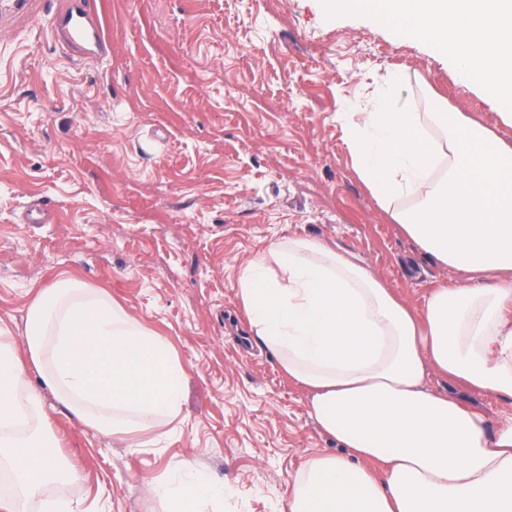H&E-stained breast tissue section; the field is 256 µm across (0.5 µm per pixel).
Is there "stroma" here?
<instances>
[{
  "mask_svg": "<svg viewBox=\"0 0 512 512\" xmlns=\"http://www.w3.org/2000/svg\"><path fill=\"white\" fill-rule=\"evenodd\" d=\"M110 48L73 60L52 38L63 0H0V326L25 342L36 291L72 275L109 289L186 371L168 435L117 441L43 405L85 512H166L148 492L185 460L224 483L223 512H282L302 464L335 452L305 394L250 334L234 284L271 242L309 236L356 253L421 304L460 272L389 224L356 178L343 112L371 109L406 69L419 111L499 125L489 90L446 51L325 0H88ZM42 201L51 224H26Z\"/></svg>",
  "mask_w": 512,
  "mask_h": 512,
  "instance_id": "1",
  "label": "stroma"
}]
</instances>
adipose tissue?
<instances>
[{
	"label": "adipose tissue",
	"instance_id": "obj_1",
	"mask_svg": "<svg viewBox=\"0 0 512 512\" xmlns=\"http://www.w3.org/2000/svg\"><path fill=\"white\" fill-rule=\"evenodd\" d=\"M370 11L450 55L461 81L512 101V0H328ZM352 168L421 251L465 274L407 302L353 253L309 237L271 243L235 284L256 344L308 396L335 452L302 465L288 512H512V141L460 112H421L393 72L370 111L347 112ZM444 385L434 388L431 377ZM185 370L109 291L68 276L37 290L26 345L0 336V512H83L60 495L49 390L110 436L164 435ZM168 512H223V484L186 460L152 483ZM466 399L483 408L487 415L495 421L504 415L512 414V404L485 395L467 394Z\"/></svg>",
	"mask_w": 512,
	"mask_h": 512
}]
</instances>
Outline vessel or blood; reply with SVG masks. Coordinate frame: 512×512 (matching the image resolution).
I'll return each instance as SVG.
<instances>
[{
    "mask_svg": "<svg viewBox=\"0 0 512 512\" xmlns=\"http://www.w3.org/2000/svg\"><path fill=\"white\" fill-rule=\"evenodd\" d=\"M53 38L89 58L100 59L107 54V39L99 18L88 8L86 0H67L52 16Z\"/></svg>",
    "mask_w": 512,
    "mask_h": 512,
    "instance_id": "1",
    "label": "vessel or blood"
}]
</instances>
